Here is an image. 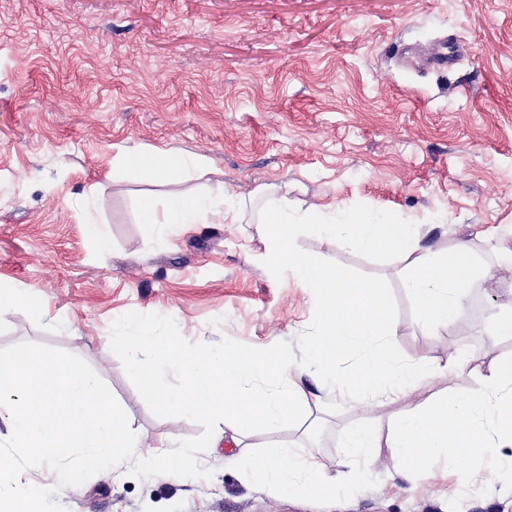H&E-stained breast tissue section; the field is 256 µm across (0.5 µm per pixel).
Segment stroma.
Here are the masks:
<instances>
[{"label": "stroma", "instance_id": "stroma-1", "mask_svg": "<svg viewBox=\"0 0 512 512\" xmlns=\"http://www.w3.org/2000/svg\"><path fill=\"white\" fill-rule=\"evenodd\" d=\"M456 47L445 68L442 43ZM206 158L180 185L125 168L129 151ZM275 185L291 207L328 221L370 215L416 225L439 253L467 244L499 269L473 282L464 321L427 330L408 290L406 251H360L315 227L293 248L386 290L402 358L461 351L463 369L430 378L408 401L481 385L480 370L512 355L493 331L512 289V0H0V284L33 290L32 310L0 314V348L23 342L79 356L106 383L141 437L208 447L204 472L137 479L128 465L78 487L56 485L68 512H512V470L450 495L426 475L407 480L388 448L349 495L269 493L224 449L205 415L144 403L123 350L105 337L177 332L186 345L284 349L303 360L318 331L311 302L272 261L262 201L241 223L214 220L146 237L140 206L176 190L220 200ZM95 224H87L86 208ZM105 233L107 247L97 235ZM318 407L278 434L343 468L351 428L386 430L392 404L312 381Z\"/></svg>", "mask_w": 512, "mask_h": 512}]
</instances>
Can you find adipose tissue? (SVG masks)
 Here are the masks:
<instances>
[{
  "label": "adipose tissue",
  "instance_id": "obj_1",
  "mask_svg": "<svg viewBox=\"0 0 512 512\" xmlns=\"http://www.w3.org/2000/svg\"><path fill=\"white\" fill-rule=\"evenodd\" d=\"M204 163L200 156L176 157L160 150L125 157L127 168L160 183L178 182L185 170ZM244 207V199L235 196L225 197L218 205L193 192L175 193L161 212L152 199H145L141 224L149 237L215 217L236 224ZM322 219L319 209L299 212L289 208L283 197L273 202L274 230L269 235L273 259L294 274L319 322L306 362L295 361L284 350L223 348L206 341L187 347L180 336H159L145 327L137 335L107 341L108 346L125 350L142 399L170 411L203 413L223 424L239 447L233 463L250 480L280 495L325 497L350 489L366 479L383 445L390 448L398 472L411 479L434 462L447 464L439 479L451 493L476 480L478 462L491 460L511 468L512 357L492 364L482 375L479 389L446 392L417 406L406 404V397L432 375L460 369L461 357L456 353L444 358L396 357L389 346L395 324L382 286L352 281L338 269L292 249L293 232ZM327 230L352 248L413 252L410 291L427 329L458 326L466 313L467 285L478 276L497 277L496 269L471 261L466 247L451 254L420 251L409 224L348 220L328 225ZM146 351L153 352L155 365L142 364L140 356ZM164 366L179 373V384L163 380L160 369ZM313 367L333 381L339 392L385 394L400 406L388 421L387 438L366 427L349 433L343 448L345 468L336 474L287 442L263 449L240 445L254 430L278 431L317 403L307 382ZM150 462L167 479L194 473L201 466L197 452L188 446L158 450Z\"/></svg>",
  "mask_w": 512,
  "mask_h": 512
}]
</instances>
